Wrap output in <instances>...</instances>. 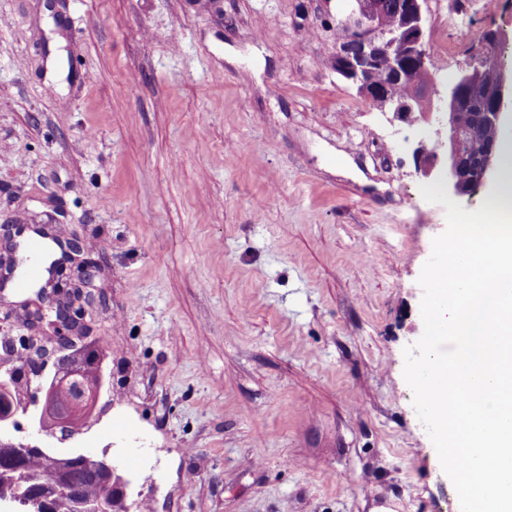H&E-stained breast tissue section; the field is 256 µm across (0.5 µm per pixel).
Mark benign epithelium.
Wrapping results in <instances>:
<instances>
[{
  "label": "benign epithelium",
  "mask_w": 512,
  "mask_h": 512,
  "mask_svg": "<svg viewBox=\"0 0 512 512\" xmlns=\"http://www.w3.org/2000/svg\"><path fill=\"white\" fill-rule=\"evenodd\" d=\"M408 19L403 31H385L379 26V15L383 8L382 0H354L349 21L343 27L353 33L352 42L336 46L338 60L336 72L355 85L366 98H372L373 90L369 86L368 75L375 51L385 50L390 64L395 70L419 61H426L427 50L424 37V20L421 0H399ZM505 38L502 30H487L481 38V49L476 64L464 69L456 81L440 89L434 81L420 95L412 98H394L387 107L401 121L412 122V114L420 110L427 121L434 125L432 146L419 142L414 149L416 173L429 178L436 169L444 171V179L451 196H462L483 186L494 168L497 143L502 133V114L512 106V72L499 68L496 83L489 89V107L484 112L473 114V122L467 127L461 120L464 111L463 94L467 86L477 81L484 67L498 63L499 46ZM488 130L490 138L482 150L472 153L468 149L467 135L474 128ZM76 264L78 275L68 272L64 284L68 290L57 295L49 292L44 296L43 306L56 304L63 299L70 312H75V290L85 287L98 270V262L90 257L71 259ZM99 383L85 386L80 408L68 414L55 409L53 396L38 413L39 431L51 436L61 429H68L75 422L90 416ZM3 395L0 403V463L15 468L18 489L0 492V508L4 512H48L50 503L32 485L28 472L23 468L27 453L33 449L30 444L13 442L7 438L11 430L20 428L16 419V410L9 404V394ZM57 491L73 500L75 512H97V507L83 502L75 488L62 476L56 479Z\"/></svg>",
  "instance_id": "benign-epithelium-1"
}]
</instances>
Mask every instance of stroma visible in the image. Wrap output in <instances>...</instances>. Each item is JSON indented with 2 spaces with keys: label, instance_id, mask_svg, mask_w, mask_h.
<instances>
[{
  "label": "stroma",
  "instance_id": "35a3bbf8",
  "mask_svg": "<svg viewBox=\"0 0 512 512\" xmlns=\"http://www.w3.org/2000/svg\"><path fill=\"white\" fill-rule=\"evenodd\" d=\"M348 7L0 0V224L91 245L106 376L81 435L13 436L105 455L132 512H456L403 376L446 229L433 127L337 75ZM424 14L438 85L488 29L512 69V0Z\"/></svg>",
  "mask_w": 512,
  "mask_h": 512
}]
</instances>
